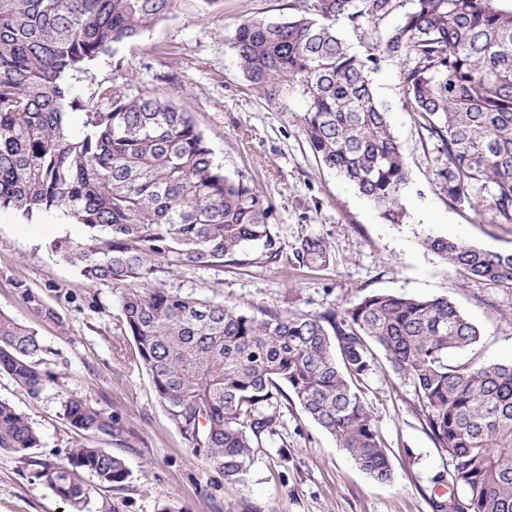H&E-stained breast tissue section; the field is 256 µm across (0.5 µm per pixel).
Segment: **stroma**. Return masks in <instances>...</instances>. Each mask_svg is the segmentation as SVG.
<instances>
[{
    "mask_svg": "<svg viewBox=\"0 0 512 512\" xmlns=\"http://www.w3.org/2000/svg\"><path fill=\"white\" fill-rule=\"evenodd\" d=\"M288 14V0H216L211 6L177 0L166 19L113 47L75 82L87 103L95 102L101 83L124 85L132 98L151 92L174 99L204 132L225 173L254 182L273 204L279 260H268L257 244L220 267L169 273L158 258L157 282L258 317L316 314L371 292L445 297L482 330L473 359H512V292L467 279L422 244L428 235L453 236L512 252V224L449 204L434 180L432 153L423 149L415 116L400 97V66L385 54L371 78L407 156V222L384 223L349 182L321 167L302 131V100L292 91L267 99L245 79L227 44L244 20ZM63 234L77 240L82 228L62 225L57 216L27 221L0 211V311L39 332L50 373L35 397L0 373V400L27 414L40 434L32 461L0 451V512H73L36 476L37 463L63 462L72 447L74 433L62 415L69 398L90 401L124 431L120 438L94 440L124 457L130 476L120 490L93 487L89 512H163L167 505L175 512H432L430 496L447 494V484L432 479L450 471L449 456L426 430L413 386L381 355L359 389L389 456V481L359 470L287 400L277 406L276 434L256 449L244 481L225 480L172 427L149 373L134 362L135 343L118 324L120 287L84 280L49 250ZM307 237L329 245L325 266L295 261ZM19 283L54 308L59 323L43 321L25 304L15 290Z\"/></svg>",
    "mask_w": 512,
    "mask_h": 512,
    "instance_id": "obj_1",
    "label": "stroma"
}]
</instances>
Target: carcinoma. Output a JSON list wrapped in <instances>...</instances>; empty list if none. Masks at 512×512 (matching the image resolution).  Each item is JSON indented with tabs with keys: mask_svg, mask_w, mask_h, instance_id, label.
Instances as JSON below:
<instances>
[{
	"mask_svg": "<svg viewBox=\"0 0 512 512\" xmlns=\"http://www.w3.org/2000/svg\"><path fill=\"white\" fill-rule=\"evenodd\" d=\"M176 0H0V210L46 214L83 227L49 249L92 283L123 286L125 335L151 375L174 429L228 480L240 481L255 449L276 434L280 399L297 402L371 478L391 466L357 383L382 351L414 387L435 445L447 451L448 485L464 499L434 496L432 512H512V361L451 362L473 349L480 329L444 297L369 293L315 315L232 306L152 284V258L169 268L222 265L248 244L275 260L272 203L233 179L189 113L168 99L130 98L97 87L84 105L69 80L113 46L166 18ZM399 0H293L282 22L251 18L228 45L244 76L275 100L304 101L302 131L315 158L357 189L387 224L408 219L409 168L370 73L382 51L399 61L400 94L415 112L432 174L448 201L512 223V9L498 0H413L393 26L380 24ZM370 27L358 52L337 24ZM83 111L84 135L68 132ZM423 246L472 280L512 290V252L427 236ZM297 258L323 265L321 238ZM40 337L0 312V371L36 397L49 373ZM63 416L78 436L66 462L38 477L84 512L90 479L123 488L125 460L90 442L122 429L91 403L69 398ZM39 434L0 401V451L31 460Z\"/></svg>",
	"mask_w": 512,
	"mask_h": 512,
	"instance_id": "obj_1",
	"label": "carcinoma"
}]
</instances>
